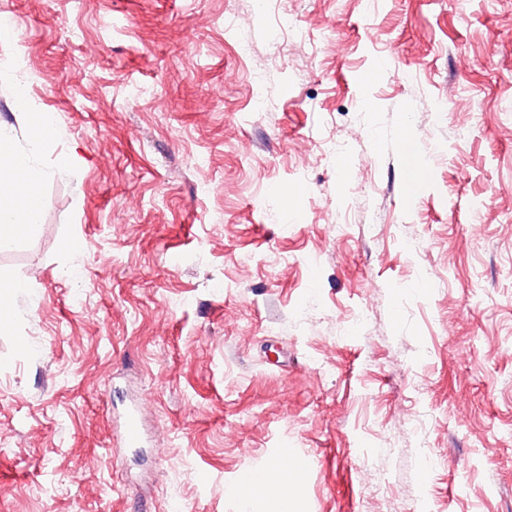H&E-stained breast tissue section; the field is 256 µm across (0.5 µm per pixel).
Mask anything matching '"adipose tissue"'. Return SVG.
<instances>
[{"instance_id":"obj_1","label":"adipose tissue","mask_w":512,"mask_h":512,"mask_svg":"<svg viewBox=\"0 0 512 512\" xmlns=\"http://www.w3.org/2000/svg\"><path fill=\"white\" fill-rule=\"evenodd\" d=\"M47 177L42 168L25 165L17 157L11 137L0 134V246L17 238L38 235L40 187Z\"/></svg>"}]
</instances>
